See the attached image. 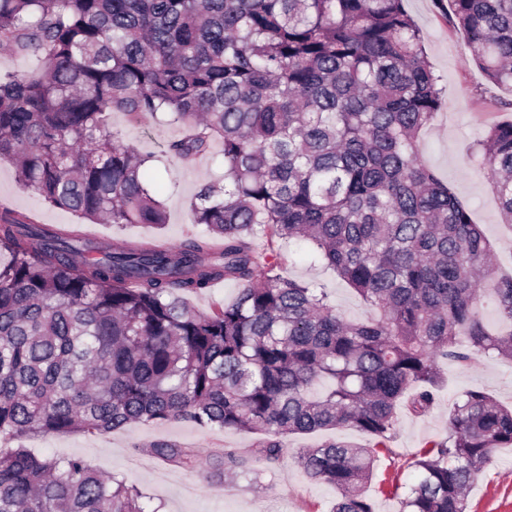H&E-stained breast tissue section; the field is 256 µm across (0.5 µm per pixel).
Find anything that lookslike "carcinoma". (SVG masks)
Segmentation results:
<instances>
[{"mask_svg": "<svg viewBox=\"0 0 512 512\" xmlns=\"http://www.w3.org/2000/svg\"><path fill=\"white\" fill-rule=\"evenodd\" d=\"M486 79L512 86V0H448ZM37 74L0 72V160L50 206L107 224H164L149 158L108 116L162 112L183 162L221 144L224 186L190 203L209 236L178 247L110 245L0 212V438L102 434L190 421L247 430L225 473L276 462L283 438L361 432L304 448L334 486L333 512H374L366 494L397 410L434 403L439 362L495 352L512 362V276L496 273L480 225L422 160L438 77L405 0H0V48ZM512 224V121L478 143ZM266 238L258 250L255 239ZM300 241L377 312L348 320L321 288L277 273ZM241 285L204 313L182 299ZM498 324L481 316L486 299ZM426 443L399 512H466L512 410L480 391ZM146 452L186 470L192 448ZM0 512H147L141 495L81 458L0 451Z\"/></svg>", "mask_w": 512, "mask_h": 512, "instance_id": "carcinoma-1", "label": "carcinoma"}]
</instances>
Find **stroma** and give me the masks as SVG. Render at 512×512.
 <instances>
[{
	"mask_svg": "<svg viewBox=\"0 0 512 512\" xmlns=\"http://www.w3.org/2000/svg\"><path fill=\"white\" fill-rule=\"evenodd\" d=\"M406 8L422 30L424 47L439 78L442 104L433 123L419 135L424 162L455 195L472 207V219L491 241L499 274L512 273V226L499 214L497 200L482 169L477 143L488 125L512 121V111L499 103L512 100V88L486 81L465 45L463 35L448 22V10L433 0H407ZM109 123L126 145L150 156L148 177L167 211L162 227L151 224H99L78 221L71 212L46 206L22 189L12 164L0 162V211L8 209L35 224H79L84 234L99 240H145L171 247L204 235V226L192 223L190 202L203 185L222 180L224 164L210 155L185 164L166 153L167 141L182 136L180 125L164 119L130 121L112 113ZM282 276L325 289L334 308L350 320L365 318L369 308L336 273L313 261L306 245L289 244L281 264ZM444 378L433 407L423 414L399 410L391 450L379 455L375 477L367 489L375 512H398V502L417 480L413 461L428 441L448 434V415L466 391L492 395L512 405V363L495 355H481L461 366L444 361ZM339 439L365 447L370 436L346 429L288 436L280 459L256 461L248 471L225 477L214 463L227 448H248L255 434L240 430L202 429L187 422L163 425L133 424L104 434H36L23 445L34 454L79 457L101 472L126 480L142 495L149 512H331L336 489L306 477L297 460L303 448ZM196 448L203 464L194 472L148 455L156 443ZM467 512H512V448L500 449L474 484Z\"/></svg>",
	"mask_w": 512,
	"mask_h": 512,
	"instance_id": "35a3bbf8",
	"label": "stroma"
}]
</instances>
